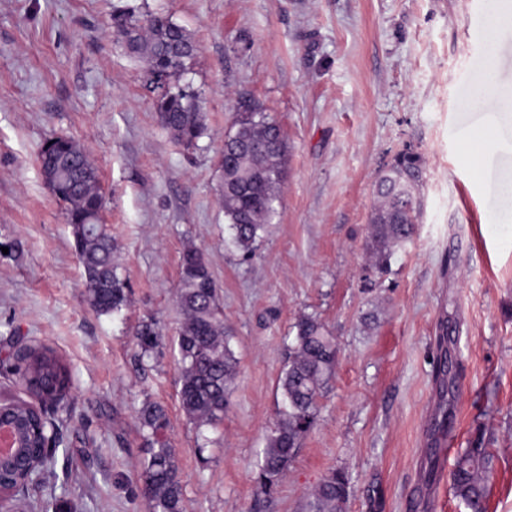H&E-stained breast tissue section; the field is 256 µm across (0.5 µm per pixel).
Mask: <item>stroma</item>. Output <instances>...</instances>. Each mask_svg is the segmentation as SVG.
Returning <instances> with one entry per match:
<instances>
[{"label": "stroma", "instance_id": "stroma-1", "mask_svg": "<svg viewBox=\"0 0 512 512\" xmlns=\"http://www.w3.org/2000/svg\"><path fill=\"white\" fill-rule=\"evenodd\" d=\"M490 0H0V365L7 342L57 351L73 415L48 512H144L136 411L161 403L186 512H307L345 470L347 512H468L449 473L460 449L497 456L487 512H512V31L488 49ZM158 12L200 44L190 79L206 129L186 151L158 124L144 68L115 43V10ZM494 73L487 83L486 73ZM257 105L282 128V203L251 255L233 244L218 189L224 137ZM85 148L127 284L120 311L88 303L64 206L37 160L45 138ZM411 147L421 206L389 272L366 269L377 176ZM219 286L238 360L217 430L179 398L174 301L183 250ZM316 315L336 339L333 378L277 491L254 473L282 407L292 325ZM159 321L164 344L136 355ZM135 343L143 356H150L162 342V332L154 318L142 321L135 333Z\"/></svg>", "mask_w": 512, "mask_h": 512}]
</instances>
